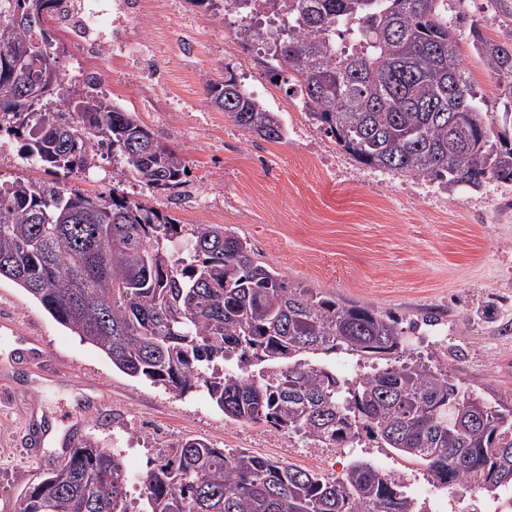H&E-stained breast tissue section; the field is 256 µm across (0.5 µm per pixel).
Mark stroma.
Masks as SVG:
<instances>
[{"instance_id":"35a3bbf8","label":"stroma","mask_w":512,"mask_h":512,"mask_svg":"<svg viewBox=\"0 0 512 512\" xmlns=\"http://www.w3.org/2000/svg\"><path fill=\"white\" fill-rule=\"evenodd\" d=\"M65 44L64 79L101 73L104 97L134 109L158 139L182 151L197 198L191 204L149 193L120 180L109 159L92 177L71 179L72 187L103 195L118 189L190 226L226 225L287 283L393 315L413 353L447 358L462 386L512 405V331L500 329L512 321V184L461 187L444 205L402 200V177L392 172L382 185L359 179L335 189L331 173L298 162L306 152L293 130L301 114L282 113L285 137L273 143L208 105L202 77L221 76L238 59L224 52L223 14L201 12L191 0H174L171 15L129 48L124 65L107 55L84 59L76 37ZM244 183L250 190L243 194ZM426 316L436 326L423 325ZM1 318L16 330L0 335V512H17L25 491L44 476L38 457L63 456L61 442L73 433L121 451L133 498L150 458L194 438L329 476L350 461L266 423L225 420L204 392L180 397L123 374L5 279ZM31 335L49 356L45 367L21 356ZM29 429L43 438L33 452ZM354 455L403 476L425 512L493 508L465 482L435 501L428 476L389 449L363 445Z\"/></svg>"}]
</instances>
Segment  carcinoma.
Masks as SVG:
<instances>
[{
    "instance_id": "carcinoma-1",
    "label": "carcinoma",
    "mask_w": 512,
    "mask_h": 512,
    "mask_svg": "<svg viewBox=\"0 0 512 512\" xmlns=\"http://www.w3.org/2000/svg\"><path fill=\"white\" fill-rule=\"evenodd\" d=\"M61 0H0V133L23 156L80 177L97 147L118 176L175 194L189 168L137 114L98 94L101 74L64 81L65 45L49 26ZM512 24V0H486ZM300 34L277 47L301 76L308 119L359 164L448 190L512 183V40L468 24L473 52L496 80L495 127L448 22V0H290ZM357 26L364 49L338 53L330 36ZM206 100L245 132L277 142L276 112L231 72L202 79ZM122 373L179 396L203 390L224 417L267 422L324 448L384 445L441 489L471 482L492 503L512 498V406L463 390L448 362L404 360L397 318L289 287L251 243L222 224L183 225L112 192L0 180V279ZM346 354L372 372L346 378L322 362ZM236 361V370L224 363ZM121 452L84 440L29 488L19 512H422L399 476L354 457L329 477L242 450L189 439L161 453L132 502Z\"/></svg>"
}]
</instances>
